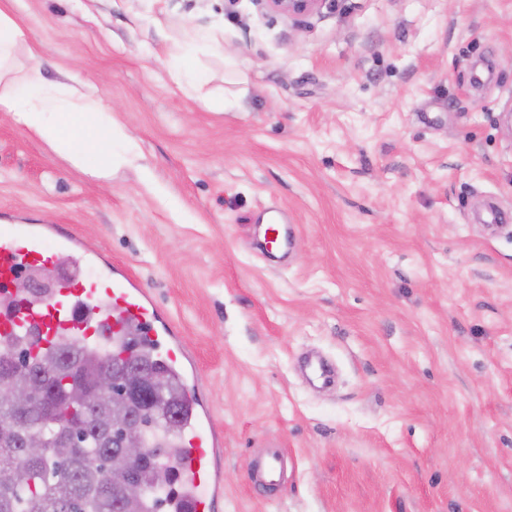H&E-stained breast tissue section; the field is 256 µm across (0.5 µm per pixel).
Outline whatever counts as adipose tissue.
I'll return each mask as SVG.
<instances>
[{
  "instance_id": "ef3b65f1",
  "label": "adipose tissue",
  "mask_w": 512,
  "mask_h": 512,
  "mask_svg": "<svg viewBox=\"0 0 512 512\" xmlns=\"http://www.w3.org/2000/svg\"><path fill=\"white\" fill-rule=\"evenodd\" d=\"M29 44V29L0 9V112L11 113L29 134L74 166L93 176L105 175L116 157L119 136L110 102L47 84L37 64L12 76V50Z\"/></svg>"
}]
</instances>
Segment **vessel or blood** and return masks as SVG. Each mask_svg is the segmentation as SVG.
<instances>
[{
  "mask_svg": "<svg viewBox=\"0 0 512 512\" xmlns=\"http://www.w3.org/2000/svg\"><path fill=\"white\" fill-rule=\"evenodd\" d=\"M67 252L90 267V274L61 277L42 297L16 293L13 284L18 278L34 267L55 268ZM133 332L148 348L160 350L168 366H185L188 355L174 327L148 293L79 236L59 232L52 224L0 228L1 340L26 336L45 350L69 341L106 355L113 340ZM220 454L207 415H200L182 438L172 512H214L223 487ZM281 460L280 449H264L262 463L252 473L254 481L277 487Z\"/></svg>",
  "mask_w": 512,
  "mask_h": 512,
  "instance_id": "b4317fda",
  "label": "vessel or blood"
}]
</instances>
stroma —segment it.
<instances>
[{
  "instance_id": "1",
  "label": "stroma",
  "mask_w": 512,
  "mask_h": 512,
  "mask_svg": "<svg viewBox=\"0 0 512 512\" xmlns=\"http://www.w3.org/2000/svg\"><path fill=\"white\" fill-rule=\"evenodd\" d=\"M112 104L96 178L0 112V225L59 224L180 330L220 512H512V0H0ZM197 50L202 91L166 49ZM284 209L288 257L259 219ZM283 448L275 493L250 478ZM265 2L272 11L298 20L320 12L329 5L335 7L338 0H257ZM193 49V44L188 42L175 44L168 50L167 56L172 68V76L176 83L198 91L208 83V74L200 69L183 68L181 66V62Z\"/></svg>"
}]
</instances>
